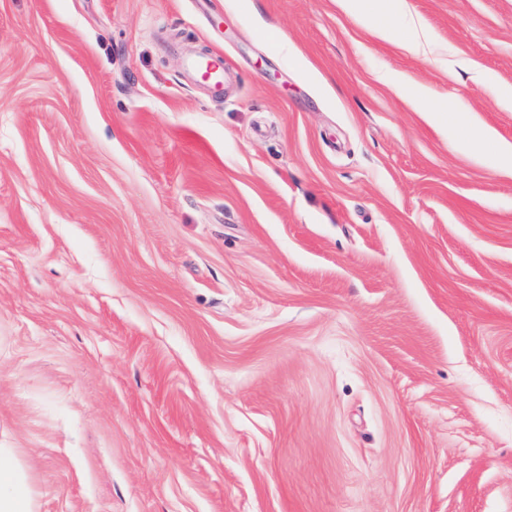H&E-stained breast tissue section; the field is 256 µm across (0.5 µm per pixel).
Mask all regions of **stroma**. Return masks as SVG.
Segmentation results:
<instances>
[{"instance_id":"stroma-1","label":"stroma","mask_w":512,"mask_h":512,"mask_svg":"<svg viewBox=\"0 0 512 512\" xmlns=\"http://www.w3.org/2000/svg\"><path fill=\"white\" fill-rule=\"evenodd\" d=\"M409 23L429 54L336 0H0V446L39 512H512V0ZM187 67L195 81L208 85L217 93L224 89L226 70L223 53L195 57L187 63ZM408 97L416 112H423L436 120L448 116L447 112H463L460 104L448 105L447 100L434 98L422 88L409 92Z\"/></svg>"}]
</instances>
